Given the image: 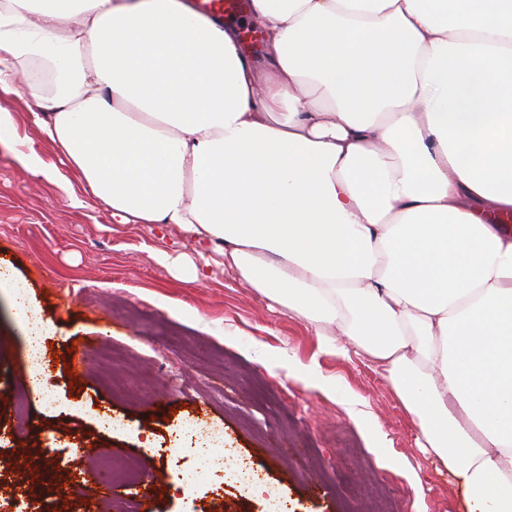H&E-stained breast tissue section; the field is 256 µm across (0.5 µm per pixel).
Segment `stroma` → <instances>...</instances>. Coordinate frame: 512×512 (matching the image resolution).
I'll use <instances>...</instances> for the list:
<instances>
[{
    "label": "stroma",
    "instance_id": "1",
    "mask_svg": "<svg viewBox=\"0 0 512 512\" xmlns=\"http://www.w3.org/2000/svg\"><path fill=\"white\" fill-rule=\"evenodd\" d=\"M0 107L18 138L51 155L25 84L0 95ZM68 179L65 190L34 177L0 148V263L26 283L33 317L50 324L43 366L58 397L50 412L28 380L0 382V489L22 481L28 490L12 512H100L103 467L81 454L106 445L139 469L113 512H262L268 498L290 512H355L349 490L380 475L397 487L387 512H463L379 363L354 348L337 353L226 257L214 255L198 279L176 278L173 266L197 256L193 236L113 219L76 173ZM74 195L84 207H72ZM31 367L0 291V369ZM102 412L121 429L101 431ZM188 421L215 435L212 454L232 452L262 472L261 498L230 482L214 495L201 461L176 466L171 433ZM58 449L77 463L62 490L29 468L52 467Z\"/></svg>",
    "mask_w": 512,
    "mask_h": 512
}]
</instances>
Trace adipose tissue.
Wrapping results in <instances>:
<instances>
[{
  "label": "adipose tissue",
  "mask_w": 512,
  "mask_h": 512,
  "mask_svg": "<svg viewBox=\"0 0 512 512\" xmlns=\"http://www.w3.org/2000/svg\"><path fill=\"white\" fill-rule=\"evenodd\" d=\"M265 62L188 0H0L58 167L175 224L385 365L466 512H512V0H250Z\"/></svg>",
  "instance_id": "1"
}]
</instances>
